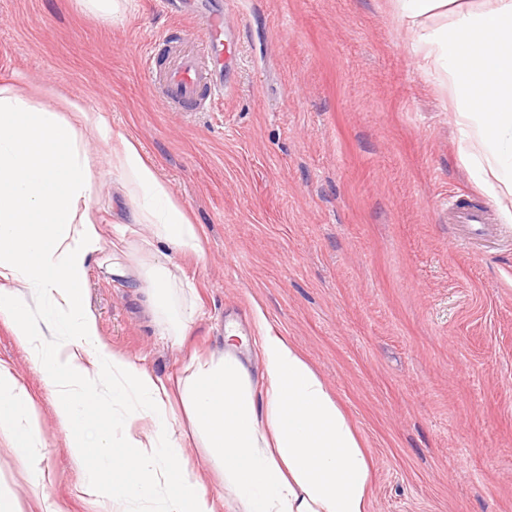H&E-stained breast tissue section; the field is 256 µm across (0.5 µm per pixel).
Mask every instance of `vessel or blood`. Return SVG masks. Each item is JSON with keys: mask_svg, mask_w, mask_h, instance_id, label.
Listing matches in <instances>:
<instances>
[{"mask_svg": "<svg viewBox=\"0 0 512 512\" xmlns=\"http://www.w3.org/2000/svg\"><path fill=\"white\" fill-rule=\"evenodd\" d=\"M192 38L202 45V52L174 48L168 67L160 73L155 72L151 61L143 63L147 78H159L167 103L184 112L203 111L223 97L222 71L228 58L236 54L235 42L224 37L223 15H202L192 27ZM448 213L453 223L466 228L457 238V246L468 247L474 238L486 235V218L472 204H449Z\"/></svg>", "mask_w": 512, "mask_h": 512, "instance_id": "obj_1", "label": "vessel or blood"}]
</instances>
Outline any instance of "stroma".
I'll use <instances>...</instances> for the list:
<instances>
[{
    "mask_svg": "<svg viewBox=\"0 0 512 512\" xmlns=\"http://www.w3.org/2000/svg\"><path fill=\"white\" fill-rule=\"evenodd\" d=\"M129 0L105 23L78 0H0V85L64 116L107 113L136 139L201 230V254L166 262L193 310L182 340L162 335L133 282L91 263L83 286L102 340L165 382L189 358L224 351L235 319L263 369L253 326L296 345L351 419L372 463L369 512H512V226L459 156L449 92L417 52L418 32L392 0ZM224 15L237 43L212 110L167 107L146 53L184 40L196 14ZM488 210L494 238L455 247L448 199ZM0 364L35 397L37 448L19 462L0 441V489L22 512L42 495L91 512L55 418V393L0 323ZM172 425L221 512H241L223 464L210 460L183 406Z\"/></svg>",
    "mask_w": 512,
    "mask_h": 512,
    "instance_id": "stroma-1",
    "label": "stroma"
}]
</instances>
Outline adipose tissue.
<instances>
[{
    "instance_id": "1",
    "label": "adipose tissue",
    "mask_w": 512,
    "mask_h": 512,
    "mask_svg": "<svg viewBox=\"0 0 512 512\" xmlns=\"http://www.w3.org/2000/svg\"><path fill=\"white\" fill-rule=\"evenodd\" d=\"M454 3L395 0V10L418 30L450 91L464 165L511 224L512 0H490L473 11ZM82 122L97 132L107 168L131 204V222L150 228L143 250L201 248L196 225L139 142L112 131L105 113L68 118L16 87L0 86V322L53 388L76 465L100 459L122 435L127 454L116 469L125 481L97 475L83 486L96 512H129L128 499L153 497L160 512H216L219 494L206 492L185 463L168 385L102 343L85 305L83 284L106 239ZM107 271L140 278L148 305L167 317L166 332H186L188 320L169 315L170 268L157 264L137 274L115 259ZM253 323L265 372L262 395L253 392L231 323L223 356L196 362L178 382L244 512H369V456L350 420L303 354L272 332L262 310H255ZM105 380L112 387L108 401L98 392ZM40 431L31 394L0 366V436L24 461Z\"/></svg>"
}]
</instances>
